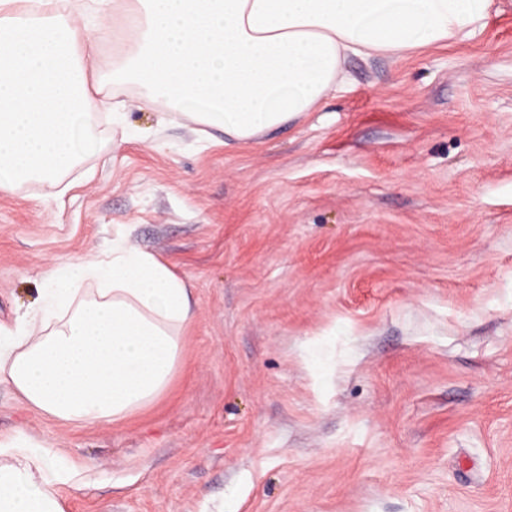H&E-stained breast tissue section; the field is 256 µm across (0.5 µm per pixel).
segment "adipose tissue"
I'll list each match as a JSON object with an SVG mask.
<instances>
[{
    "instance_id": "ef3b65f1",
    "label": "adipose tissue",
    "mask_w": 512,
    "mask_h": 512,
    "mask_svg": "<svg viewBox=\"0 0 512 512\" xmlns=\"http://www.w3.org/2000/svg\"><path fill=\"white\" fill-rule=\"evenodd\" d=\"M493 0H0V193L65 192L79 121L121 86L242 143L320 109L356 56L465 41ZM112 20V67L78 25ZM194 317L185 282L120 241L46 270L36 308L0 325V384L61 424L118 423L157 400ZM89 470L23 429L0 434V512H66Z\"/></svg>"
}]
</instances>
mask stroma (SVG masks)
I'll return each mask as SVG.
<instances>
[{
	"mask_svg": "<svg viewBox=\"0 0 512 512\" xmlns=\"http://www.w3.org/2000/svg\"><path fill=\"white\" fill-rule=\"evenodd\" d=\"M322 109L228 146L112 113L64 194L0 196V324L127 238L195 318L154 403L22 427L94 472L68 512H512V0L464 43L355 59Z\"/></svg>",
	"mask_w": 512,
	"mask_h": 512,
	"instance_id": "1",
	"label": "stroma"
}]
</instances>
